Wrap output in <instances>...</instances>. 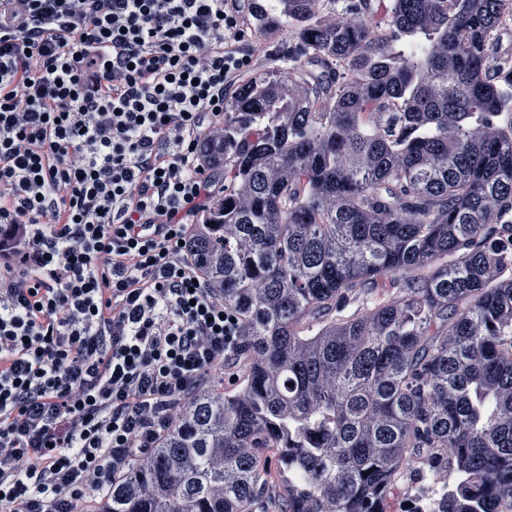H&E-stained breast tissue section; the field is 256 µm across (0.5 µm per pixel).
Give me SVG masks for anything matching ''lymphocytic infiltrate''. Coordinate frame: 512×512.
<instances>
[{
	"mask_svg": "<svg viewBox=\"0 0 512 512\" xmlns=\"http://www.w3.org/2000/svg\"><path fill=\"white\" fill-rule=\"evenodd\" d=\"M246 0H0V512H99L240 318L187 242Z\"/></svg>",
	"mask_w": 512,
	"mask_h": 512,
	"instance_id": "f902f5d3",
	"label": "lymphocytic infiltrate"
}]
</instances>
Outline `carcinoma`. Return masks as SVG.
I'll return each instance as SVG.
<instances>
[{"mask_svg":"<svg viewBox=\"0 0 512 512\" xmlns=\"http://www.w3.org/2000/svg\"><path fill=\"white\" fill-rule=\"evenodd\" d=\"M355 19L327 26V12ZM512 0H249L288 39L205 146L190 246L249 329L103 512H437L512 502ZM420 45L410 53L406 48Z\"/></svg>","mask_w":512,"mask_h":512,"instance_id":"obj_1","label":"carcinoma"}]
</instances>
